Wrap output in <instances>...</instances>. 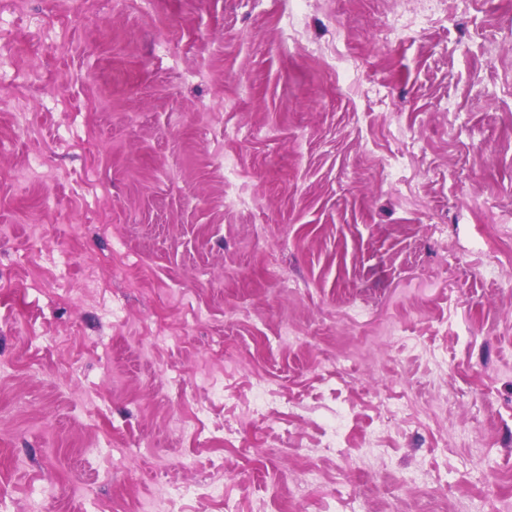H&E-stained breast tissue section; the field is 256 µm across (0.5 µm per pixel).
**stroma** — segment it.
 Listing matches in <instances>:
<instances>
[{"label": "stroma", "mask_w": 512, "mask_h": 512, "mask_svg": "<svg viewBox=\"0 0 512 512\" xmlns=\"http://www.w3.org/2000/svg\"><path fill=\"white\" fill-rule=\"evenodd\" d=\"M184 484L512 512V0H0V512Z\"/></svg>", "instance_id": "stroma-1"}]
</instances>
